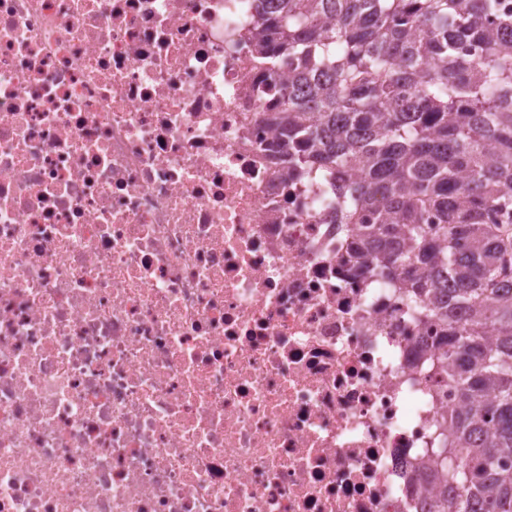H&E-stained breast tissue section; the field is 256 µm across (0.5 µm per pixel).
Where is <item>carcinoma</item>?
Here are the masks:
<instances>
[{
    "mask_svg": "<svg viewBox=\"0 0 512 512\" xmlns=\"http://www.w3.org/2000/svg\"><path fill=\"white\" fill-rule=\"evenodd\" d=\"M261 63L288 61L273 121L299 178L337 181L350 258L416 270L434 360L462 406L435 512H512V12L503 0H265ZM495 335L483 334L485 323Z\"/></svg>",
    "mask_w": 512,
    "mask_h": 512,
    "instance_id": "carcinoma-1",
    "label": "carcinoma"
}]
</instances>
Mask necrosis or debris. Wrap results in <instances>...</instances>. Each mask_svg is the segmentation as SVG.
<instances>
[{"label": "necrosis or debris", "mask_w": 512, "mask_h": 512, "mask_svg": "<svg viewBox=\"0 0 512 512\" xmlns=\"http://www.w3.org/2000/svg\"><path fill=\"white\" fill-rule=\"evenodd\" d=\"M260 0H0V512H429L456 405L266 115Z\"/></svg>", "instance_id": "necrosis-or-debris-1"}]
</instances>
